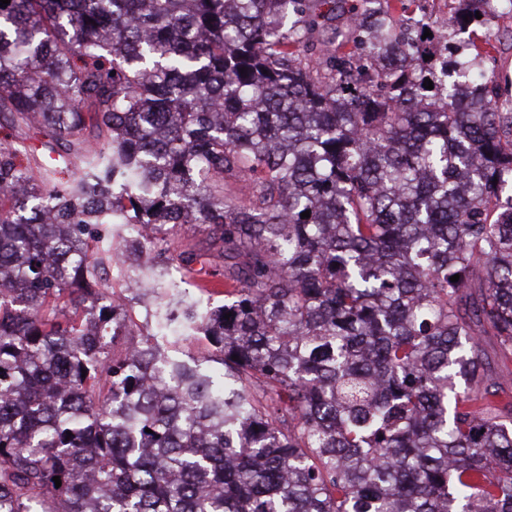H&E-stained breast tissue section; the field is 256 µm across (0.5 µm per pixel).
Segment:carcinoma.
Here are the masks:
<instances>
[{
	"label": "carcinoma",
	"mask_w": 512,
	"mask_h": 512,
	"mask_svg": "<svg viewBox=\"0 0 512 512\" xmlns=\"http://www.w3.org/2000/svg\"><path fill=\"white\" fill-rule=\"evenodd\" d=\"M347 2L0 7V512H512V0ZM510 32H512V11L508 5H503L488 27V36L493 46L491 54L495 57V80L502 88H509V90L510 87L512 89V41L506 35ZM493 35L494 38L491 41Z\"/></svg>",
	"instance_id": "carcinoma-1"
}]
</instances>
